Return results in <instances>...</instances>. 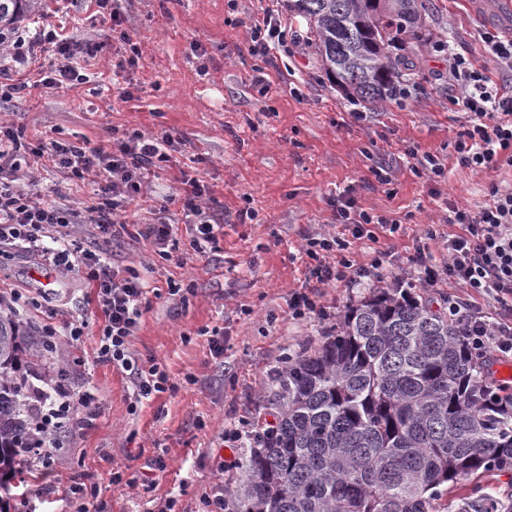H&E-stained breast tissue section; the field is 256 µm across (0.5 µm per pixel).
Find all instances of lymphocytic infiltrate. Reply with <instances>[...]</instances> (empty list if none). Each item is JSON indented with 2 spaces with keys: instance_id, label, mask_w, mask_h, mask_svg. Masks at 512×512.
<instances>
[{
  "instance_id": "f902f5d3",
  "label": "lymphocytic infiltrate",
  "mask_w": 512,
  "mask_h": 512,
  "mask_svg": "<svg viewBox=\"0 0 512 512\" xmlns=\"http://www.w3.org/2000/svg\"><path fill=\"white\" fill-rule=\"evenodd\" d=\"M54 44L56 60L42 83H80L85 76L82 57L106 52L107 38L87 41L82 55L69 43L58 40L54 29H40L37 39L17 36L12 58L18 63L32 59L36 41ZM448 61V102L464 114L462 130L454 146L459 165L490 173L512 167V91L494 82L486 67L476 65L449 44L432 47ZM175 141L171 133L145 134L125 131L97 147L75 145L52 137L28 142L24 128L0 122V248H19L34 255L44 269L81 268L95 290L100 312L97 362L126 371L134 387L135 403L173 392L174 384L160 364L145 365L135 358L131 338L151 299L139 272L111 262L108 247L127 236L148 242L153 252L167 261H181L179 239L167 223L130 225L128 210L170 160ZM42 157L69 181L94 184L81 209L70 210L49 203L35 180L21 182V162L27 156ZM208 192L198 177L183 176L167 205L176 206L185 219L188 245L195 256L207 257L219 249L224 236V213L207 202ZM336 221L344 234L311 231L304 235L302 252L307 258L306 284L292 292L288 312L292 319L323 318V290L330 286L352 287L366 283L375 288H405L409 282L396 274L397 259L390 248L377 246L379 234L399 229L395 220L356 208L347 201L336 204ZM449 223L460 231L443 237L425 229V240L440 239L441 256L433 258L424 244L416 245L407 262L419 270L428 287L449 282L454 290L445 297L448 317L456 322L463 340L478 362L512 356V189L491 184L488 200L475 212L449 209ZM91 227L100 240L89 249L73 236L75 225ZM368 239L375 248L368 261L354 263L347 254L353 241ZM41 427L35 435L38 454L29 458L30 468L49 473L55 468L52 452L62 432L83 429L96 416L97 402L70 388L50 393L36 388L30 403ZM59 494L70 512H89L98 498L96 485L73 482L67 486L41 484L23 495L25 512H36L43 498Z\"/></svg>"
}]
</instances>
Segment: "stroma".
<instances>
[{"instance_id": "35a3bbf8", "label": "stroma", "mask_w": 512, "mask_h": 512, "mask_svg": "<svg viewBox=\"0 0 512 512\" xmlns=\"http://www.w3.org/2000/svg\"><path fill=\"white\" fill-rule=\"evenodd\" d=\"M430 9L419 40L407 55L418 56L419 93L405 102L388 99L368 108L330 83L316 55L304 44L270 58L248 51L245 15H272L286 31L306 33L291 17L286 0H122L118 20L99 14L89 0H52L50 10L61 37L81 47L120 26L140 45L138 66L114 72L122 42L86 63L88 83L18 88V63L0 58V83L13 92L0 99V120L23 126L32 136L47 132L72 142L96 145L113 132L137 129L170 132L177 140L169 166L153 179L148 195L153 210L142 222H175L176 210L160 211L175 194L182 174L199 176L214 207L224 211L222 249L210 258L188 256L184 265L160 259L144 242L112 247L114 261L135 267L150 285L162 289L152 299L131 339L141 360L167 370L174 393L130 408L128 376L95 363L98 338L78 345L56 340L77 373L71 385L94 393L100 412L91 427L70 435L55 449L56 480L96 484L107 512H158L176 498L177 512H197L205 489H232L242 472L243 449L222 447L227 422L245 417L273 420V372L287 356L318 347L333 334L347 310L370 296L367 288L326 289L328 316L294 320L288 296L305 283V232L329 223L331 199L347 192L355 206L397 219L390 238L399 256L412 253L421 225L449 230V207L475 211L488 199L490 183L512 188V168L479 174L450 163L444 176L429 181L413 173L411 151L445 156L460 129L462 115L448 104L447 63L432 52L435 42L468 52L488 63L477 37L488 28L512 36V0H428ZM389 163L392 182L371 173L377 161ZM251 205L255 220L236 212ZM34 256L0 251V290L39 299L46 306L18 312L25 327L41 330L52 305H65L75 318L97 321L95 293L78 269L36 274ZM192 285L182 296L167 295L168 282ZM251 315L239 314L240 305ZM226 332L223 361L212 360L206 330ZM167 468L150 473L157 454ZM229 466L218 469L217 458ZM124 481L112 483L113 472Z\"/></svg>"}]
</instances>
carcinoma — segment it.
I'll return each mask as SVG.
<instances>
[{
  "instance_id": "cac0c4a2",
  "label": "carcinoma",
  "mask_w": 512,
  "mask_h": 512,
  "mask_svg": "<svg viewBox=\"0 0 512 512\" xmlns=\"http://www.w3.org/2000/svg\"><path fill=\"white\" fill-rule=\"evenodd\" d=\"M307 46L337 87L374 107L419 75L388 51L418 39L425 0H287ZM46 0H0L3 34L41 19ZM55 351L0 313V491L27 469L37 421L30 376L59 385L67 368L37 372ZM448 314L406 288L348 309L336 333L271 378L278 414L250 435L243 478L224 512H436L464 477L512 475V397L493 395ZM455 512H512V492L475 482Z\"/></svg>"
}]
</instances>
